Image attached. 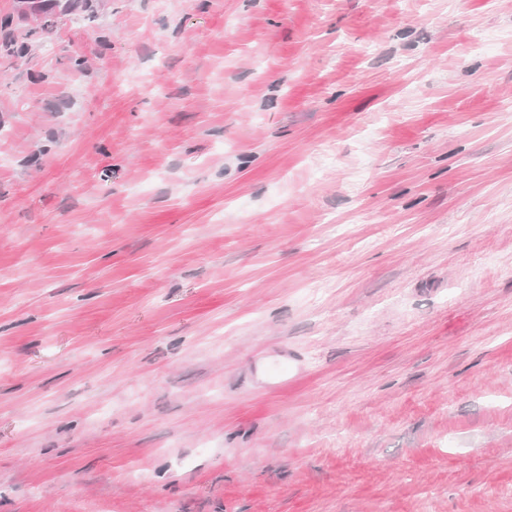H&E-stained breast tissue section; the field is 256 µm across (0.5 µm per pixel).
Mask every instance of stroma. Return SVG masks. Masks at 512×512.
<instances>
[{
  "mask_svg": "<svg viewBox=\"0 0 512 512\" xmlns=\"http://www.w3.org/2000/svg\"><path fill=\"white\" fill-rule=\"evenodd\" d=\"M4 20L0 512H512V0Z\"/></svg>",
  "mask_w": 512,
  "mask_h": 512,
  "instance_id": "1",
  "label": "stroma"
}]
</instances>
